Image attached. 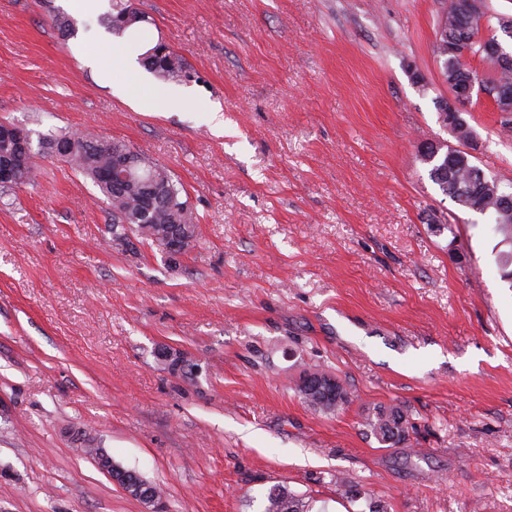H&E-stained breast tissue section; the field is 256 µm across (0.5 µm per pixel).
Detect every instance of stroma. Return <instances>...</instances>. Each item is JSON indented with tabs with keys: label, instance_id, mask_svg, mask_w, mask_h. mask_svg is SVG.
<instances>
[{
	"label": "stroma",
	"instance_id": "35a3bbf8",
	"mask_svg": "<svg viewBox=\"0 0 512 512\" xmlns=\"http://www.w3.org/2000/svg\"><path fill=\"white\" fill-rule=\"evenodd\" d=\"M133 3L190 76L144 73L130 101L101 65L112 0H0V121L125 141L198 218L173 260L116 248L58 158L0 190V512H143L83 434L165 512H263L277 485L309 512H512V288L487 218L420 157L459 145L436 108L448 0ZM463 117L473 162L512 187V114L477 92ZM317 369L350 396L330 415L297 392ZM381 405L410 445L372 433ZM401 423L405 426L403 434L398 427ZM367 424L377 438L384 444H389L390 447L410 441L409 429H412V426H409L404 412L397 406L375 408L374 413L367 418ZM394 429L399 433H394ZM79 450L90 458L97 468L104 473L113 484L118 486L125 494L138 498L143 505L144 512H162L163 502H160L155 486L149 488L146 480L139 474L127 471L112 460V456L104 448H95L93 439H87ZM92 447V448H89Z\"/></svg>",
	"mask_w": 512,
	"mask_h": 512
}]
</instances>
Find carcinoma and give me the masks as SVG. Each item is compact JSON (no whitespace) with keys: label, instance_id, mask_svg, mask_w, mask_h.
<instances>
[{"label":"carcinoma","instance_id":"obj_1","mask_svg":"<svg viewBox=\"0 0 512 512\" xmlns=\"http://www.w3.org/2000/svg\"><path fill=\"white\" fill-rule=\"evenodd\" d=\"M112 7L113 12L101 18V25L119 37L129 35L135 38L142 43L145 53L152 49L154 44L144 38L145 15L134 6L133 0H112ZM442 23L455 25L459 31L468 27L469 21L457 0H449ZM138 60L160 81L187 77L183 57L170 47L160 59L140 56ZM445 64L443 75H453L461 83L471 75H478L477 69L469 62L455 56L447 58ZM57 141L69 145L68 152L60 160L89 178L104 196L109 207L108 230L112 236L131 233L160 248L171 224H183L191 234H196L197 216L188 201L183 199L182 187L168 169L150 162L121 141L104 140L90 132L60 131L38 137V149L30 150L18 163L16 180L11 184H1L0 188L19 189L33 184L38 173L37 159L44 155V150H53ZM115 149L123 150L136 159L130 168L131 177L117 189L108 182L100 181L97 172V169L112 164V151ZM429 177L445 196L448 191L458 189L453 199L456 205L481 215H490L492 230L500 237V243L511 247V250L499 253L497 265L501 280L512 288V208H500L494 198L493 189L498 182L487 179L471 159L459 154L446 160L437 158L432 161ZM304 402L314 411L324 414H332L347 404L345 400L333 402L316 394L304 398ZM367 424L381 442L391 447L410 441L411 426L397 406L375 408L367 418ZM263 512L307 510L301 498L288 488L277 486L269 491Z\"/></svg>","mask_w":512,"mask_h":512}]
</instances>
